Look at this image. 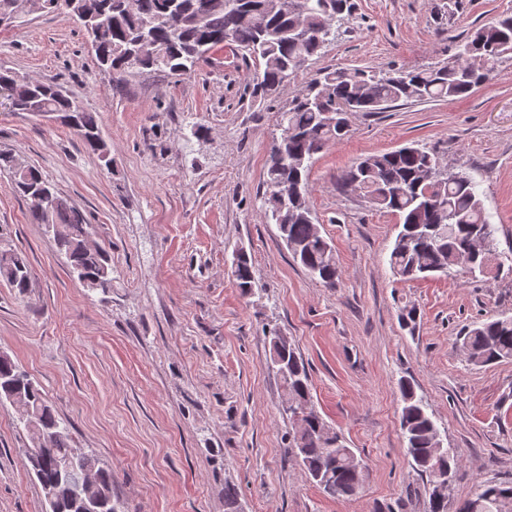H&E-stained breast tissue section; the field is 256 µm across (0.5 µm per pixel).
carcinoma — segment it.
<instances>
[{
    "instance_id": "obj_1",
    "label": "carcinoma",
    "mask_w": 512,
    "mask_h": 512,
    "mask_svg": "<svg viewBox=\"0 0 512 512\" xmlns=\"http://www.w3.org/2000/svg\"><path fill=\"white\" fill-rule=\"evenodd\" d=\"M35 12L65 8L75 14L86 33L100 70L116 85L144 72L188 75L218 47L232 45L260 67L253 78L255 94L279 93L284 80L298 72L336 39L349 0H296L304 11L309 37L298 34L297 17L281 0H28ZM20 14L19 0H0V19L8 26ZM512 53V16L500 15L472 29L448 61L426 68L388 71L336 69L311 80L278 113L276 125L288 129V139L273 143L263 172V202L268 222L277 226L293 259L326 288L336 287L340 270L333 246L321 235L309 205V173L315 155L339 142L347 132L325 121L324 113L339 112L349 122L354 112H377L398 102L438 101L463 96L489 81L496 64ZM11 111L50 113L62 119L106 169L112 166V146L103 137L96 115L54 84L0 69V96ZM437 152L424 146H404L367 156L343 170L337 183L353 186L376 207L395 215L399 232L389 255L393 274L403 280L429 276H484L495 257L494 227L484 207L479 183L464 172L445 170L429 177ZM11 174L12 189L30 203V218L52 232L57 252L70 271L90 291L112 292V263L107 251L88 240L83 212L58 193L42 171L0 150V170ZM234 276L246 295H256L249 257L239 260ZM0 280L18 295L31 287L26 259L0 242ZM467 360L476 366L512 359V315L479 323L462 336ZM271 352L283 370L278 373L286 401L306 411L294 424L285 453L296 458L309 479L335 498L354 496L365 467L344 438L330 430L314 409L308 369L288 337L271 333ZM399 425L414 468L431 485L456 473L455 451L439 447V427L433 413L407 380L400 381ZM0 394L10 399L29 433L31 472L43 491L46 512H83L82 504L99 505L98 512H117L112 495V470L72 442L40 386L11 358L0 357ZM81 463L91 474L75 494L67 469ZM460 512H512V481H488Z\"/></svg>"
}]
</instances>
